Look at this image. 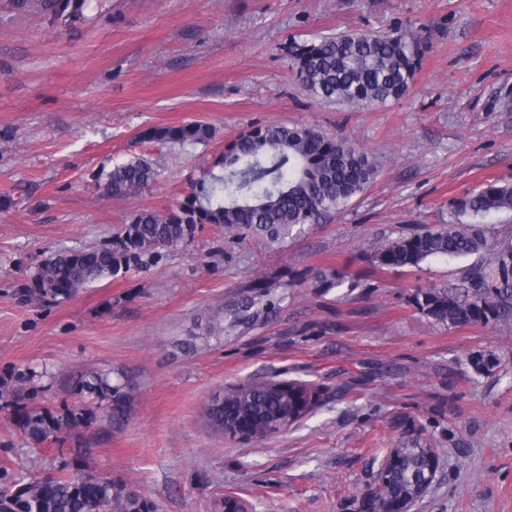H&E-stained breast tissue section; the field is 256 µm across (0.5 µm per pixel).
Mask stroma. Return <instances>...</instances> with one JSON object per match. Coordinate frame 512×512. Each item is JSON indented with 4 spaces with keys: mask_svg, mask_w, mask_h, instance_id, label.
Instances as JSON below:
<instances>
[{
    "mask_svg": "<svg viewBox=\"0 0 512 512\" xmlns=\"http://www.w3.org/2000/svg\"><path fill=\"white\" fill-rule=\"evenodd\" d=\"M87 21L54 26L0 0V379L33 405L81 413L80 436L37 444L0 401L8 479L94 472L151 512H351L388 449H437L440 466L411 512H512V328L434 323L409 305L419 287L458 281L476 256L379 270L369 284L320 293L289 280L359 272L366 254L425 225L489 180L512 183V0H88ZM415 22L430 39L416 82L370 109L328 106L300 87L290 38ZM210 124L186 151L141 142L151 126ZM255 123H310L375 159L348 208L269 247L205 225L147 267L120 271L55 304L22 301L30 270L57 250L111 243L125 217L174 207L225 143ZM161 171L149 189L103 196L100 168L130 156ZM284 282L270 319L230 334L209 317L255 278ZM494 355L476 375L472 356ZM108 374L130 417L68 385ZM321 387L300 423L257 444L213 430L216 393L271 375Z\"/></svg>",
    "mask_w": 512,
    "mask_h": 512,
    "instance_id": "obj_1",
    "label": "stroma"
}]
</instances>
